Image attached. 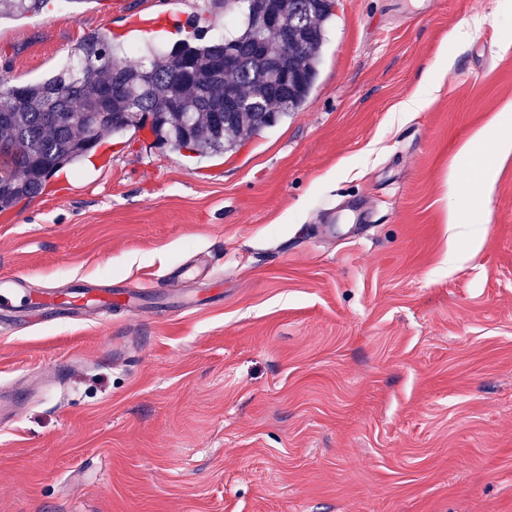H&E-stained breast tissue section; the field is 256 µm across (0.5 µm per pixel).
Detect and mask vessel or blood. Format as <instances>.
<instances>
[{"label":"vessel or blood","instance_id":"b4317fda","mask_svg":"<svg viewBox=\"0 0 512 512\" xmlns=\"http://www.w3.org/2000/svg\"><path fill=\"white\" fill-rule=\"evenodd\" d=\"M174 22L168 12L137 16L132 18L126 31L148 35L173 29ZM163 296V291L154 286L126 292L99 282L81 281L65 288H20L14 281L0 279V323L14 328L26 327L43 322L50 312L61 319L81 313L106 316L115 309L142 312L155 307Z\"/></svg>","mask_w":512,"mask_h":512}]
</instances>
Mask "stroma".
I'll return each instance as SVG.
<instances>
[{"label":"stroma","instance_id":"stroma-1","mask_svg":"<svg viewBox=\"0 0 512 512\" xmlns=\"http://www.w3.org/2000/svg\"><path fill=\"white\" fill-rule=\"evenodd\" d=\"M211 0L0 17V78ZM424 93L417 112H400ZM512 0H336L300 112L199 160L104 137L0 213V278L222 302L0 328V512H512ZM494 167L485 188L482 173ZM458 227H451L449 215Z\"/></svg>","mask_w":512,"mask_h":512}]
</instances>
